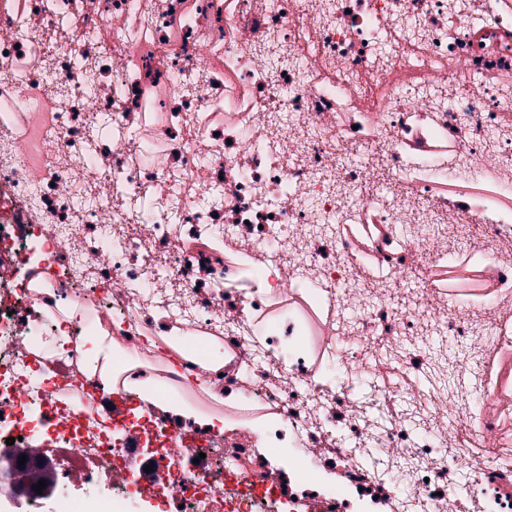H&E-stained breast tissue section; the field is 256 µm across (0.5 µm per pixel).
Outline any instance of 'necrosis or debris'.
<instances>
[{
  "mask_svg": "<svg viewBox=\"0 0 512 512\" xmlns=\"http://www.w3.org/2000/svg\"><path fill=\"white\" fill-rule=\"evenodd\" d=\"M510 353L512 0H0V457L66 512H512Z\"/></svg>",
  "mask_w": 512,
  "mask_h": 512,
  "instance_id": "necrosis-or-debris-1",
  "label": "necrosis or debris"
}]
</instances>
